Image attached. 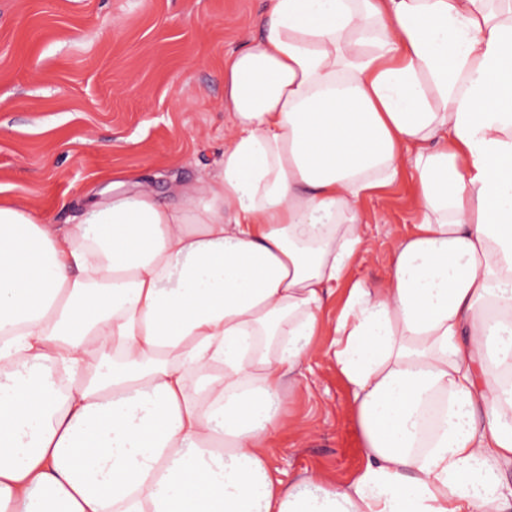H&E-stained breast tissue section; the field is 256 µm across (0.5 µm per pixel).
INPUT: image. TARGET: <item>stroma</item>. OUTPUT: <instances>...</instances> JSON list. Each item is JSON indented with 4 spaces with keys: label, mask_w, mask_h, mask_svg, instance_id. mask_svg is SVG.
<instances>
[{
    "label": "stroma",
    "mask_w": 512,
    "mask_h": 512,
    "mask_svg": "<svg viewBox=\"0 0 512 512\" xmlns=\"http://www.w3.org/2000/svg\"><path fill=\"white\" fill-rule=\"evenodd\" d=\"M268 0H0V199L75 224L88 198L137 180L160 201L215 172L224 62L264 30ZM413 170L362 203L356 274H387L413 230ZM269 454L283 479L350 482L365 463L349 391L310 362Z\"/></svg>",
    "instance_id": "1"
}]
</instances>
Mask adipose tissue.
<instances>
[{"instance_id": "ef3b65f1", "label": "adipose tissue", "mask_w": 512, "mask_h": 512, "mask_svg": "<svg viewBox=\"0 0 512 512\" xmlns=\"http://www.w3.org/2000/svg\"><path fill=\"white\" fill-rule=\"evenodd\" d=\"M224 109L177 203L0 202V512H512V0H270ZM407 153L420 220L372 283L359 204ZM328 327L366 462L287 484Z\"/></svg>"}]
</instances>
